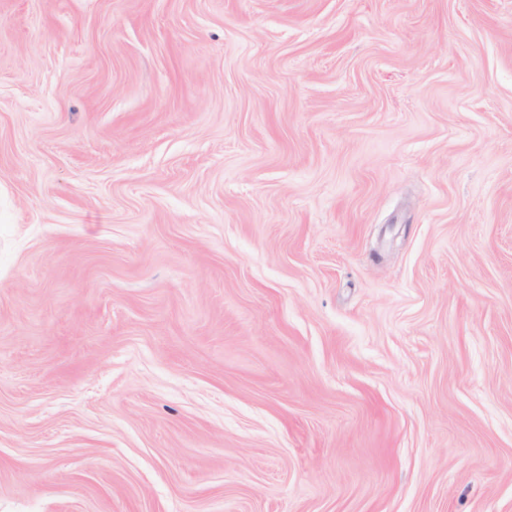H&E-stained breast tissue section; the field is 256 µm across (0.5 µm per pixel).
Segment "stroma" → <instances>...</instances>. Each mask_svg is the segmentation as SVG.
Instances as JSON below:
<instances>
[{
  "instance_id": "stroma-1",
  "label": "stroma",
  "mask_w": 512,
  "mask_h": 512,
  "mask_svg": "<svg viewBox=\"0 0 512 512\" xmlns=\"http://www.w3.org/2000/svg\"><path fill=\"white\" fill-rule=\"evenodd\" d=\"M0 512H512V0H0Z\"/></svg>"
}]
</instances>
